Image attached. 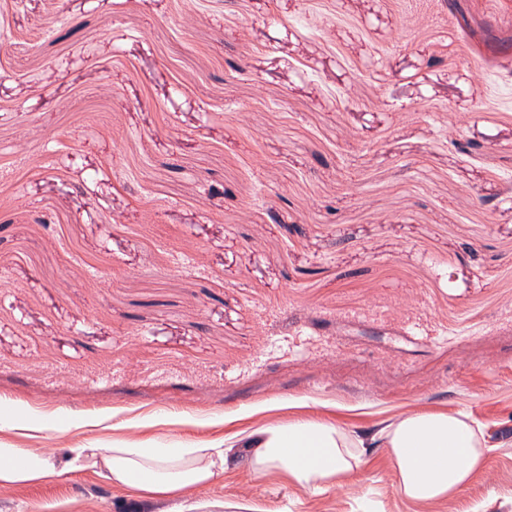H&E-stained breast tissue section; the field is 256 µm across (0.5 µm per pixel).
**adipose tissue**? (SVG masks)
Here are the masks:
<instances>
[{"label":"adipose tissue","mask_w":512,"mask_h":512,"mask_svg":"<svg viewBox=\"0 0 512 512\" xmlns=\"http://www.w3.org/2000/svg\"><path fill=\"white\" fill-rule=\"evenodd\" d=\"M398 475V490L417 508L456 497L483 470L489 447L481 426L465 414L412 411L377 435ZM246 459L229 455L223 443L180 439L122 440L108 448H81L87 465L104 468L113 484L138 490L142 499L178 497L211 483L247 462L263 477L279 471L297 487L317 494L354 482L360 472L362 438L324 419L295 418L234 435ZM52 474L48 458L28 448L0 443V485L40 482Z\"/></svg>","instance_id":"ef3b65f1"}]
</instances>
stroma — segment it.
<instances>
[{
    "instance_id": "35a3bbf8",
    "label": "stroma",
    "mask_w": 512,
    "mask_h": 512,
    "mask_svg": "<svg viewBox=\"0 0 512 512\" xmlns=\"http://www.w3.org/2000/svg\"><path fill=\"white\" fill-rule=\"evenodd\" d=\"M460 4L0 0V442L55 470L0 512H186L79 444L410 410L499 443L428 512H512V0ZM249 499L410 512L376 447L186 500Z\"/></svg>"
}]
</instances>
